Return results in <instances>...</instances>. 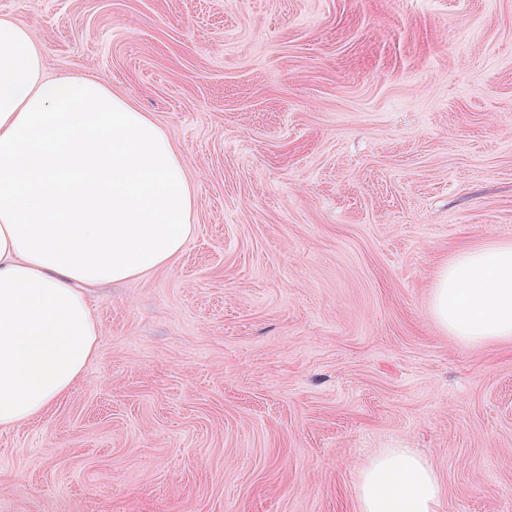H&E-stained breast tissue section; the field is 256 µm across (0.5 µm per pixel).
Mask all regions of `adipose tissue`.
<instances>
[{"instance_id": "ef3b65f1", "label": "adipose tissue", "mask_w": 512, "mask_h": 512, "mask_svg": "<svg viewBox=\"0 0 512 512\" xmlns=\"http://www.w3.org/2000/svg\"><path fill=\"white\" fill-rule=\"evenodd\" d=\"M33 31L0 16V427L43 413L100 340L87 288L165 265L194 224L186 164L104 82L45 77ZM431 311L465 344L512 341V241L456 252ZM359 512H437L440 481L405 449L364 464Z\"/></svg>"}]
</instances>
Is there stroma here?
<instances>
[{"label":"stroma","mask_w":512,"mask_h":512,"mask_svg":"<svg viewBox=\"0 0 512 512\" xmlns=\"http://www.w3.org/2000/svg\"><path fill=\"white\" fill-rule=\"evenodd\" d=\"M184 158L195 231L91 289L82 378L0 428V512H358L425 459L439 512H512V344L432 290L512 240V0H0ZM356 492L359 512H437L441 485L430 464L397 448L361 467Z\"/></svg>","instance_id":"stroma-1"}]
</instances>
